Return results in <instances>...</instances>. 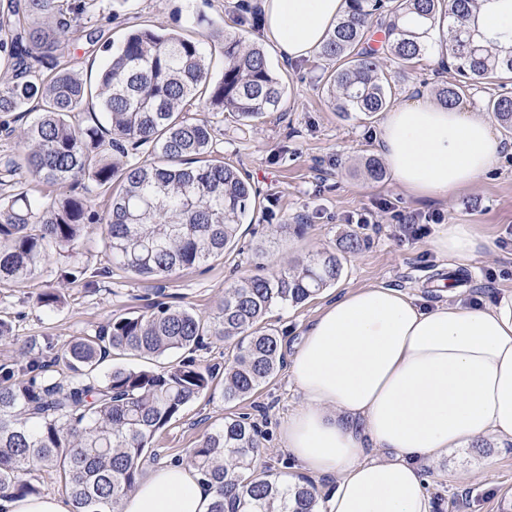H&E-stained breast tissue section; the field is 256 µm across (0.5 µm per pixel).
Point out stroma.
<instances>
[{
    "mask_svg": "<svg viewBox=\"0 0 512 512\" xmlns=\"http://www.w3.org/2000/svg\"><path fill=\"white\" fill-rule=\"evenodd\" d=\"M262 16L258 0H89L83 21L106 40L121 42L132 30L149 24L191 34L212 51L219 30L263 48L272 70L286 83L282 107L248 123L225 112L208 115L216 150L226 163L249 175L261 206L244 225L239 243L207 271L185 270L160 286L112 265L102 224L74 245L71 256L52 257L26 284L1 282L0 319L11 325L12 334L0 339V365L31 351H60L75 337L95 334L112 317L146 312L156 301L189 305L209 317L225 285L244 274L268 275L323 251L354 225L365 244L343 259L336 283L303 304L276 306L267 315L265 323L279 336L283 357H290L307 326L341 290L385 285L430 304L446 301L438 277L447 273L448 260L432 246L440 224H423L418 235L405 237L396 219L400 212L437 213L441 224L479 225L495 248L472 261L461 286L465 299L489 302L512 290V244L498 245L512 237V134H503L504 149L484 175L447 198L414 199L389 175L370 181L362 162L379 154L380 117L363 120L336 112L323 90L324 61L315 56L292 63L279 59L261 37ZM211 65L213 75H220L224 60L214 51ZM447 78L441 56L429 50L409 75L392 76L391 108L433 100L434 88ZM33 119L30 112L0 113V198L24 176L20 170L8 172L5 163L20 158V134ZM364 214L371 216V223L358 224ZM295 224L302 225V232H292ZM75 264L86 267L85 279L64 284L63 272ZM51 285L63 286L66 302L49 312L38 307L36 297ZM300 403L284 366L245 401L225 402L221 390H213L188 404L156 437L158 458L144 468L149 471L185 455L225 416L244 412L261 432L255 471L289 483L302 480L305 473L291 460L282 439V428ZM423 475L433 512H512V441L452 453L425 466Z\"/></svg>",
    "mask_w": 512,
    "mask_h": 512,
    "instance_id": "obj_1",
    "label": "stroma"
}]
</instances>
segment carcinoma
<instances>
[{
    "mask_svg": "<svg viewBox=\"0 0 512 512\" xmlns=\"http://www.w3.org/2000/svg\"><path fill=\"white\" fill-rule=\"evenodd\" d=\"M318 50L334 62L323 89L336 111L367 118L387 109L393 86L374 62L373 24L384 27L385 50L400 72L429 50L423 35L448 23L453 80L436 89V100L456 107L470 91L512 78V50L475 36L467 21L478 0H348ZM81 0H0V112L38 110L24 130V168L32 179L59 189L85 178L107 198L97 217L85 197L39 199L16 183L0 199V282L23 284L52 254L69 251L102 221L112 261L143 279L165 281L224 256L239 226L255 212L257 192L234 166L212 157L214 128L189 112L203 106L253 120L280 106L282 76L263 49L221 37L224 70L212 75L198 40L144 25L127 34L108 56L95 87H88L65 60L79 38ZM96 101L106 123L69 122ZM486 110L512 132V94L488 99ZM362 239L344 234L292 269L241 276L224 287L209 320L191 308L157 302L150 312L120 315L93 335L77 337L51 359L31 358L0 366V495L41 496L23 475H57L73 512H120L136 486L155 437L191 402L209 393L217 375L194 354L207 336L233 345L224 366V400L252 396L282 364L279 336L264 326L277 305L304 303L336 282L347 254ZM39 306L59 307L57 289L37 296ZM180 359L159 370L116 366L93 378L108 358L126 355ZM62 363L71 372L57 379ZM258 430L250 416L224 418L189 449L187 465L216 492L210 512H318L315 484L283 488L253 469Z\"/></svg>",
    "mask_w": 512,
    "mask_h": 512,
    "instance_id": "1",
    "label": "carcinoma"
}]
</instances>
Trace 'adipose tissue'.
Returning <instances> with one entry per match:
<instances>
[{
    "mask_svg": "<svg viewBox=\"0 0 512 512\" xmlns=\"http://www.w3.org/2000/svg\"><path fill=\"white\" fill-rule=\"evenodd\" d=\"M346 0H261L263 35L281 59L317 51ZM480 30L512 47V0H479ZM379 151L418 198L445 197L485 174L503 145L492 123L419 100L386 113ZM432 245L451 267L487 241L448 224ZM290 379L302 403L283 429L303 470L331 476L321 512H433L423 467L512 438V291L493 302L458 290L429 305L384 285L337 295L296 345ZM212 494L188 466L152 469L121 512H209Z\"/></svg>",
    "mask_w": 512,
    "mask_h": 512,
    "instance_id": "1",
    "label": "adipose tissue"
}]
</instances>
